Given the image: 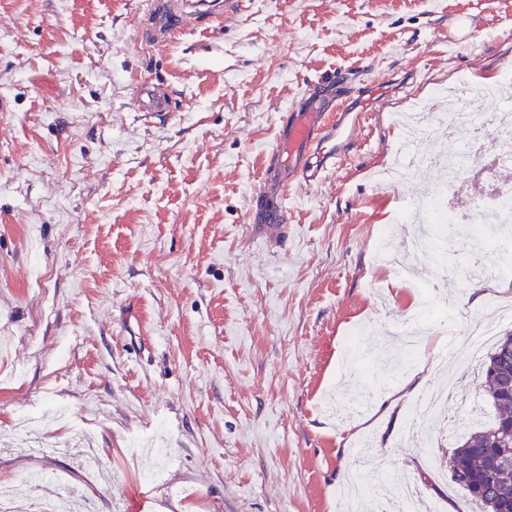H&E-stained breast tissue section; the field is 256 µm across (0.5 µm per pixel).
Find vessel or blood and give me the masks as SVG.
I'll list each match as a JSON object with an SVG mask.
<instances>
[{
  "mask_svg": "<svg viewBox=\"0 0 512 512\" xmlns=\"http://www.w3.org/2000/svg\"><path fill=\"white\" fill-rule=\"evenodd\" d=\"M241 7L242 0H149L152 28L146 41L152 49L165 48L171 35L194 32L203 19L234 14ZM348 99L341 84L331 78L312 85L282 118L266 153L248 216L250 223L262 225L266 240L282 235L288 221V191L316 180L314 160L321 156L329 134L343 123ZM135 108L148 118H167L172 100L159 84L146 81L137 89Z\"/></svg>",
  "mask_w": 512,
  "mask_h": 512,
  "instance_id": "obj_1",
  "label": "vessel or blood"
}]
</instances>
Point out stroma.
<instances>
[{
    "instance_id": "obj_1",
    "label": "stroma",
    "mask_w": 512,
    "mask_h": 512,
    "mask_svg": "<svg viewBox=\"0 0 512 512\" xmlns=\"http://www.w3.org/2000/svg\"><path fill=\"white\" fill-rule=\"evenodd\" d=\"M142 2L0 0V481L40 471V497L118 512H378L354 479L365 439L394 486L473 512L435 477L493 412L461 332L512 321L473 290L467 227L427 249L419 277L448 268L431 298L394 277L377 232L404 251L412 202L444 177L379 175L395 114L447 111L459 77L512 70V0H245L159 52L137 40ZM334 74L360 127L264 245L248 213L279 118ZM146 80L171 118L135 112ZM440 307L447 322L405 355L397 324ZM427 388L453 396L401 439Z\"/></svg>"
}]
</instances>
